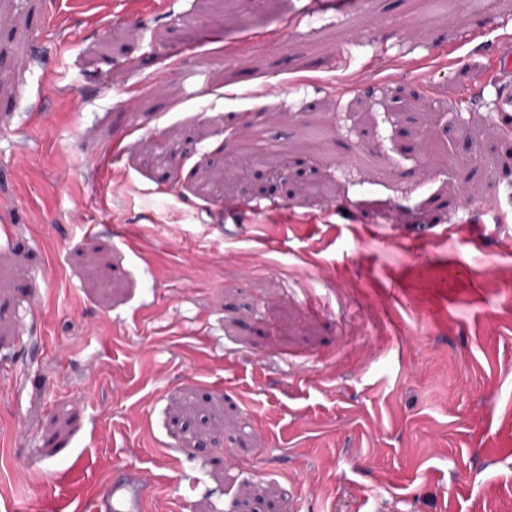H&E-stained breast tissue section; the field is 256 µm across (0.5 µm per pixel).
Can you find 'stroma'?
Listing matches in <instances>:
<instances>
[{"mask_svg": "<svg viewBox=\"0 0 512 512\" xmlns=\"http://www.w3.org/2000/svg\"><path fill=\"white\" fill-rule=\"evenodd\" d=\"M0 16V512H92L119 468L146 512L512 504V0Z\"/></svg>", "mask_w": 512, "mask_h": 512, "instance_id": "obj_1", "label": "stroma"}]
</instances>
